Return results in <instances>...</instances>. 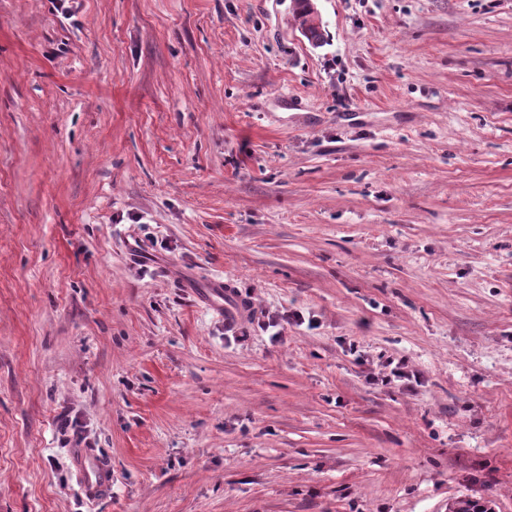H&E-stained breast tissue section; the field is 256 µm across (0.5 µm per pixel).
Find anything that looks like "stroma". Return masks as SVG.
<instances>
[{"instance_id":"obj_1","label":"stroma","mask_w":512,"mask_h":512,"mask_svg":"<svg viewBox=\"0 0 512 512\" xmlns=\"http://www.w3.org/2000/svg\"><path fill=\"white\" fill-rule=\"evenodd\" d=\"M316 6L0 0V512H512V0ZM309 0H294L293 16L298 29L304 32L305 38L313 47H322L326 42L325 29L320 15L314 12ZM76 472L81 491L89 499L95 500L112 488V468L96 453L81 455Z\"/></svg>"}]
</instances>
